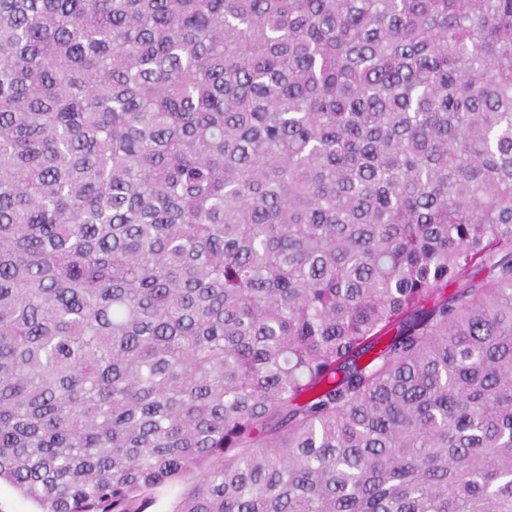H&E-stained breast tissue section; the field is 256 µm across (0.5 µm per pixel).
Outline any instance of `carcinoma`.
<instances>
[{"label": "carcinoma", "instance_id": "obj_1", "mask_svg": "<svg viewBox=\"0 0 512 512\" xmlns=\"http://www.w3.org/2000/svg\"><path fill=\"white\" fill-rule=\"evenodd\" d=\"M1 482L512 512V0H0Z\"/></svg>", "mask_w": 512, "mask_h": 512}]
</instances>
